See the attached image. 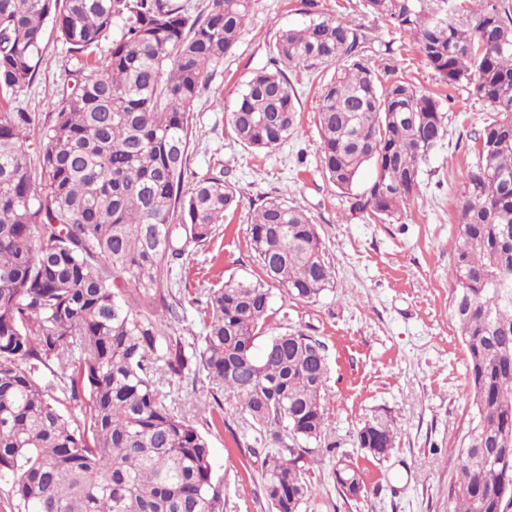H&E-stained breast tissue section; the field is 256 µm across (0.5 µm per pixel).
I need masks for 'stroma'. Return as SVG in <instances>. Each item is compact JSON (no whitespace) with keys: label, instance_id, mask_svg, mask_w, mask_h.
I'll use <instances>...</instances> for the list:
<instances>
[{"label":"stroma","instance_id":"stroma-1","mask_svg":"<svg viewBox=\"0 0 512 512\" xmlns=\"http://www.w3.org/2000/svg\"><path fill=\"white\" fill-rule=\"evenodd\" d=\"M310 6L324 16L364 23L370 67L380 68L390 58L420 90L443 100L447 132L423 165L418 195L398 220L381 222L352 211L349 199L322 175L315 121L331 69L291 72L298 126L276 150L244 147L226 122L244 82L269 65L278 32L301 26ZM76 64L53 28H46L35 80L20 94L23 104L50 112L62 77ZM488 118L470 86L441 85L387 22L364 18L360 0H252L235 49L209 75L192 118L190 167L201 175L223 169L242 203L172 283L185 307L172 327L186 337L199 335L196 299L228 276L258 273L246 227L262 199L280 196L305 210L328 248L335 285L313 303L273 295L274 313L262 333L267 339L299 330L328 346L326 444L314 451V494L303 512H448V484L457 472L471 401L468 361L449 307L457 200L474 161L475 135ZM206 384L203 378L185 379L164 388L178 410L208 434L213 473L224 480V512H271L261 460L249 448V422L230 398L223 426L208 427ZM378 419L394 429L395 447L366 463L367 493L345 497L332 454L359 457L357 432Z\"/></svg>","mask_w":512,"mask_h":512}]
</instances>
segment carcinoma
<instances>
[{"mask_svg": "<svg viewBox=\"0 0 512 512\" xmlns=\"http://www.w3.org/2000/svg\"><path fill=\"white\" fill-rule=\"evenodd\" d=\"M362 12L416 43L446 85L465 82L496 113L478 134L458 202L450 307L465 346L472 404L464 464L448 512H507L512 501V0H361ZM251 0H0V480L19 512H224L211 446L171 409L161 379L204 372L206 399L250 418L274 512L313 493L310 446L326 434L325 344L301 331L255 341L272 289L314 301L334 279L302 210L262 201L247 231L261 273L230 276L202 302L200 335L168 331L164 288L217 234L241 193L224 170L189 167L191 120L209 70L235 48ZM52 23L78 66L46 118L19 100ZM119 35H113L115 25ZM366 26L309 18L276 37L273 66L253 72L226 113L237 141L272 150L297 128L289 72L336 66L317 109L322 174L351 209L394 219L419 192L421 164L446 133L440 99L395 66L367 65ZM371 168L366 187L354 191ZM44 366L52 379L35 372ZM84 408L73 422L59 405ZM392 428L357 432L367 460ZM336 482L366 489L353 457Z\"/></svg>", "mask_w": 512, "mask_h": 512, "instance_id": "1", "label": "carcinoma"}]
</instances>
